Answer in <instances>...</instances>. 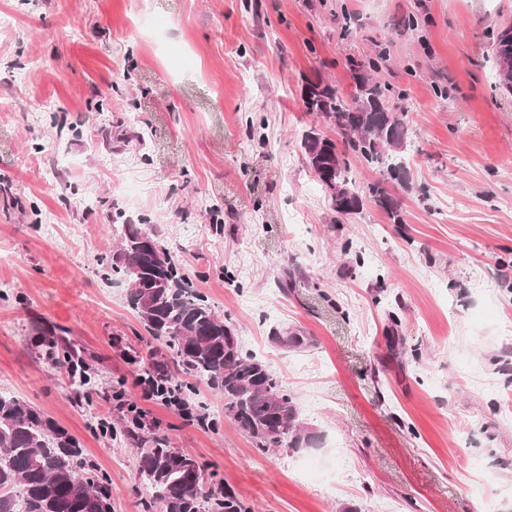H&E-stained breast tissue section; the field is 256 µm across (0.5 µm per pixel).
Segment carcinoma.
Returning a JSON list of instances; mask_svg holds the SVG:
<instances>
[{"mask_svg":"<svg viewBox=\"0 0 512 512\" xmlns=\"http://www.w3.org/2000/svg\"><path fill=\"white\" fill-rule=\"evenodd\" d=\"M494 48L496 86L511 95V25L497 34ZM385 61L383 54L348 60L354 86L348 100L323 79L305 82V111L336 125L345 150L315 130L304 135L301 147L337 214H358L370 201L399 222L400 204L384 184L406 183L408 128L405 113L392 110L389 86L371 76ZM348 150L380 176L365 190L349 180ZM121 230L112 271L123 276L128 303L149 336L167 348L182 373L224 396V415L249 435L259 453L311 444L277 376L243 351L232 328L193 288L170 252L135 224ZM73 354L68 344L46 345V359L59 368L71 367ZM140 381L164 402L191 401L193 386L178 379L166 362L153 363ZM118 413L120 427L103 422L100 430L135 444L139 475L151 491L144 512H251L229 487L205 490L198 485L201 467L195 458L169 447L161 436L144 433L134 403L119 404ZM93 471L77 438L30 404L0 392V512H112V487Z\"/></svg>","mask_w":512,"mask_h":512,"instance_id":"1","label":"carcinoma"}]
</instances>
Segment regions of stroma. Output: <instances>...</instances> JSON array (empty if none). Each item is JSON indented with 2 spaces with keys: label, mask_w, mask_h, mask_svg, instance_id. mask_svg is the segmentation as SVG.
Wrapping results in <instances>:
<instances>
[{
  "label": "stroma",
  "mask_w": 512,
  "mask_h": 512,
  "mask_svg": "<svg viewBox=\"0 0 512 512\" xmlns=\"http://www.w3.org/2000/svg\"><path fill=\"white\" fill-rule=\"evenodd\" d=\"M509 23L512 0H0V390L81 442L113 512L148 493L97 426L118 390L252 512H512ZM380 53L408 125L399 224L337 214L301 149L336 134L305 79L351 93L346 58ZM119 214L277 375L310 447L259 454L201 384L210 429L143 399L169 353L108 274ZM497 83L495 86L512 94V26L500 30L494 43ZM504 73L507 76L504 77ZM510 75V78H509Z\"/></svg>",
  "instance_id": "stroma-1"
}]
</instances>
